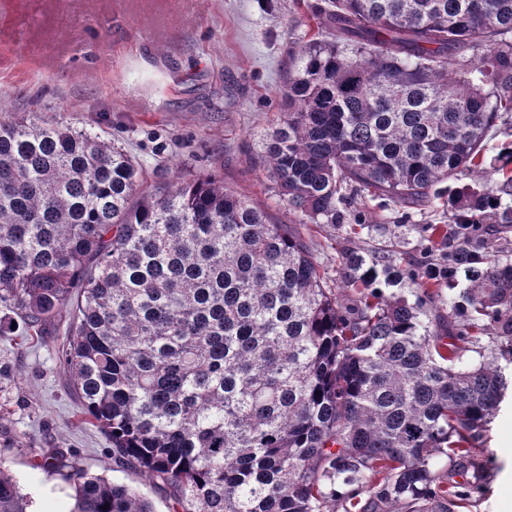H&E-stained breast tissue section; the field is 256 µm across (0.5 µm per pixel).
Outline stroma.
<instances>
[{
    "label": "stroma",
    "mask_w": 512,
    "mask_h": 512,
    "mask_svg": "<svg viewBox=\"0 0 512 512\" xmlns=\"http://www.w3.org/2000/svg\"><path fill=\"white\" fill-rule=\"evenodd\" d=\"M316 27L294 0H0V97L115 139L147 184L219 172L272 223L296 218L260 161L261 135L280 110L289 48ZM427 207L394 210L354 201L344 226L299 230L329 275L350 241L344 227L368 217L375 231L358 247L380 248L418 275L433 262L428 227L448 221V186ZM63 328L0 334V459L29 500V512H73L68 474L84 472L137 488L155 512H174L168 489L112 466V442L82 421L84 408L58 351ZM36 448H57L56 470L32 465ZM474 467L437 455L440 476L478 480L470 512H502L512 496V396L477 444Z\"/></svg>",
    "instance_id": "35a3bbf8"
}]
</instances>
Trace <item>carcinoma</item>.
I'll return each instance as SVG.
<instances>
[{
  "instance_id": "obj_1",
  "label": "carcinoma",
  "mask_w": 512,
  "mask_h": 512,
  "mask_svg": "<svg viewBox=\"0 0 512 512\" xmlns=\"http://www.w3.org/2000/svg\"><path fill=\"white\" fill-rule=\"evenodd\" d=\"M331 31L297 44L261 162L301 224L366 197L427 205L444 181L422 282L386 251L345 247L339 300L296 230L212 174L147 185L118 142L0 108V306L38 332L67 316L59 357L112 461L171 489L178 512H464L470 462L512 374L460 364L471 330L512 341V0H327ZM444 334L427 304L459 286ZM409 280L414 300L374 289ZM34 466L59 456L32 450ZM76 512H154L126 485L73 474ZM29 501L0 460V512ZM510 141H512V119L509 123L499 120L486 139L485 159L487 170L497 165V160L501 157V148ZM435 469L437 473L445 480H448V474H451L453 476V479L458 482H464V481H472L474 480V477L476 476V471L473 468V466H468V469L465 468V470L458 471L459 467H456L455 465L457 463H450L448 461V457L439 454L435 458Z\"/></svg>"
}]
</instances>
